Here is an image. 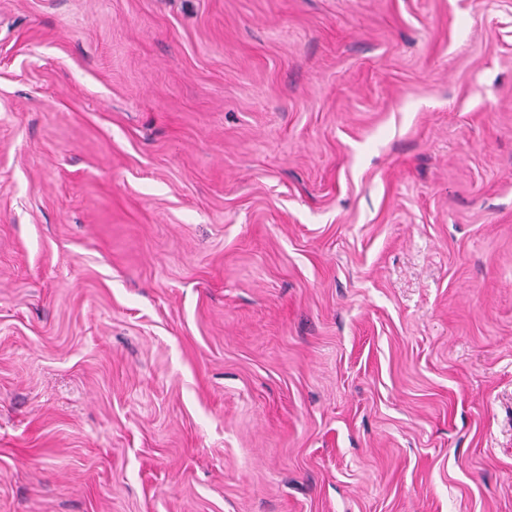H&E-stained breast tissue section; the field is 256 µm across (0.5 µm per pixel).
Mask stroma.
I'll list each match as a JSON object with an SVG mask.
<instances>
[{"label": "stroma", "mask_w": 512, "mask_h": 512, "mask_svg": "<svg viewBox=\"0 0 512 512\" xmlns=\"http://www.w3.org/2000/svg\"><path fill=\"white\" fill-rule=\"evenodd\" d=\"M0 512H512V0H0Z\"/></svg>", "instance_id": "35a3bbf8"}]
</instances>
